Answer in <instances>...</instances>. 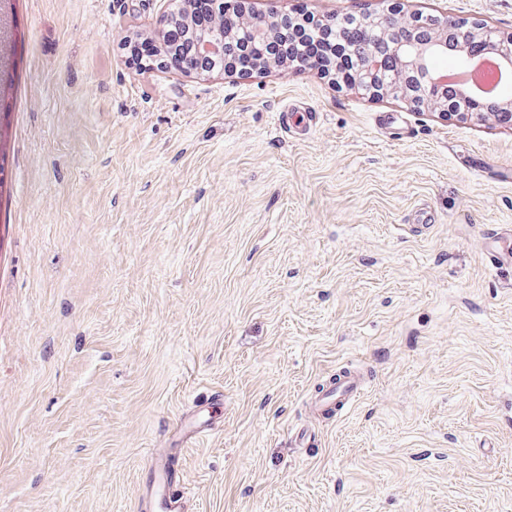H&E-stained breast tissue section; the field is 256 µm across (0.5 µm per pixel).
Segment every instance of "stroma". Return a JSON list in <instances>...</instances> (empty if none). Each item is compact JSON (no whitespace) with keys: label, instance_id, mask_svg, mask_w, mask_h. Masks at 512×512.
<instances>
[{"label":"stroma","instance_id":"35a3bbf8","mask_svg":"<svg viewBox=\"0 0 512 512\" xmlns=\"http://www.w3.org/2000/svg\"><path fill=\"white\" fill-rule=\"evenodd\" d=\"M171 3L0 0V512H137L217 404L183 512H512V128L310 68L131 67ZM424 9L512 32V0ZM335 388L331 395L317 399L314 403L318 411L326 410L328 407H334L341 404L339 409L343 408L355 395L358 394L359 382L351 375L340 377L337 383L331 384L330 389Z\"/></svg>","mask_w":512,"mask_h":512}]
</instances>
